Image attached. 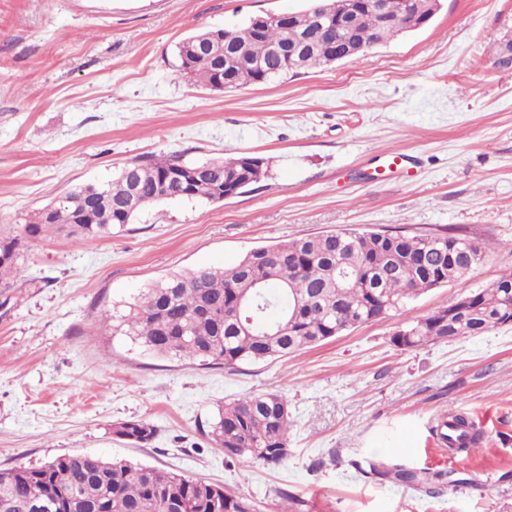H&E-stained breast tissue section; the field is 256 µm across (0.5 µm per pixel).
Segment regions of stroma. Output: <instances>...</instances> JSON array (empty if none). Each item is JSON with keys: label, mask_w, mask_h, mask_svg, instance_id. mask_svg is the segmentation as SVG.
I'll use <instances>...</instances> for the list:
<instances>
[{"label": "stroma", "mask_w": 512, "mask_h": 512, "mask_svg": "<svg viewBox=\"0 0 512 512\" xmlns=\"http://www.w3.org/2000/svg\"><path fill=\"white\" fill-rule=\"evenodd\" d=\"M308 0H0V237L71 189L145 156L260 157L268 176L210 202L151 206L111 236L29 242L0 284V468L95 454L229 486L257 512H512V325L418 349L393 345L422 317L512 269V0H440L420 29L356 59L215 92L178 68L191 33L296 12ZM393 154L414 166L389 170ZM463 230L482 258L408 315L285 359L229 369L161 359L102 322L166 276L228 267L252 249L326 231ZM276 390L290 455L225 457L205 435L224 401ZM461 414L483 435L466 458L432 433ZM153 426L133 444L114 424ZM446 472L421 489L356 464Z\"/></svg>", "instance_id": "obj_1"}]
</instances>
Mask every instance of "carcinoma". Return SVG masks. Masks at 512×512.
Masks as SVG:
<instances>
[{
    "instance_id": "carcinoma-1",
    "label": "carcinoma",
    "mask_w": 512,
    "mask_h": 512,
    "mask_svg": "<svg viewBox=\"0 0 512 512\" xmlns=\"http://www.w3.org/2000/svg\"><path fill=\"white\" fill-rule=\"evenodd\" d=\"M391 24L380 28L378 15L364 3L345 0L354 9L353 34L340 32L369 49L376 38L386 43L410 27L405 0H384ZM254 20L240 28L207 29L184 37L176 46L180 71L208 88L226 90L267 84L288 74L328 65V43L309 41L318 28L311 8L289 13L287 23L269 22L253 31ZM301 47L293 61L274 56V45ZM247 157L186 162L179 155L143 158L126 165L105 185L76 187L61 202L29 215L23 234L30 241L49 236L94 239L112 235L144 209L167 201L210 202L245 192L267 176L257 159ZM205 170L197 178L194 173ZM456 233L386 234L329 231L247 252L228 268H198L169 275L146 288L117 325L149 353L162 358L199 361L203 366L285 358L320 345L350 328L383 319L419 295L465 275L481 259L448 260V241ZM16 238H0V282L20 273ZM372 271L374 288L336 287V269ZM182 287L174 288V282ZM512 270L473 293L474 312L448 329V310L411 320L392 337L395 346L413 349L460 336H481L501 326L503 285ZM207 437L229 458L247 456L279 465L288 456V402L277 391L244 394L224 403L207 423ZM440 445L467 447L478 437L463 415L440 418L434 426ZM113 434L146 443L154 429L141 421L120 422ZM370 473L430 494L445 488L443 471L370 465ZM53 502L52 512H253L242 494L204 480L125 460L95 455H66L35 467L0 469V512H36Z\"/></svg>"
}]
</instances>
